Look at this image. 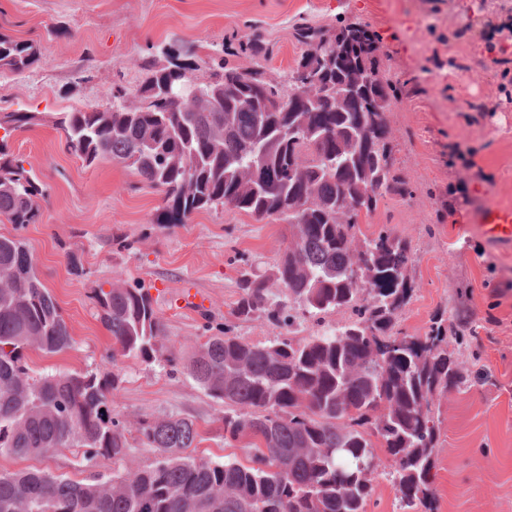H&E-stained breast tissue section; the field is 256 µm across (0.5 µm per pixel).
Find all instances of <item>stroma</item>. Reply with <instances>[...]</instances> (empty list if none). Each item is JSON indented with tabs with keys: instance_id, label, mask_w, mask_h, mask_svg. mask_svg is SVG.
Listing matches in <instances>:
<instances>
[{
	"instance_id": "obj_1",
	"label": "stroma",
	"mask_w": 512,
	"mask_h": 512,
	"mask_svg": "<svg viewBox=\"0 0 512 512\" xmlns=\"http://www.w3.org/2000/svg\"><path fill=\"white\" fill-rule=\"evenodd\" d=\"M512 11V0H0V34L37 44L41 61L20 73L0 72V113L41 112L45 119L14 133L12 151L32 166L45 197L40 223L23 231L40 279L55 297L74 343L56 355L32 350L33 375L114 372L112 413L127 428L125 460H99L103 478L147 466L155 449L138 439L142 417L180 415L195 421L192 455L245 460L224 444V404L184 370L209 337L231 328L249 342L317 332L310 320L278 327L261 316L232 317L242 272L272 274L291 237L288 225L222 208L182 224H158L159 192L112 161L85 165L65 150L51 118L105 107L115 87L137 104L143 62L166 65L165 45L196 48L197 80L222 62L263 68L281 81L300 46L297 23L333 29L367 26L394 94L388 114L397 167L409 195L382 199L360 230L405 238L413 247L415 292L399 326L424 335L436 313L448 321V346L468 382L437 400L440 437L435 488L438 512H512V242L487 238L484 215L512 208V105L496 109L512 83L479 50L486 21ZM261 36L269 53L241 52ZM76 256L83 275L69 270ZM149 288L161 319L154 362L113 357L114 341L94 295L113 283ZM204 307L179 304L182 294ZM44 469L82 481L83 451L46 458L0 456V472Z\"/></svg>"
}]
</instances>
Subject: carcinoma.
<instances>
[{
	"instance_id": "cac0c4a2",
	"label": "carcinoma",
	"mask_w": 512,
	"mask_h": 512,
	"mask_svg": "<svg viewBox=\"0 0 512 512\" xmlns=\"http://www.w3.org/2000/svg\"><path fill=\"white\" fill-rule=\"evenodd\" d=\"M301 51L282 83L254 68L245 80L224 63L206 82L194 80V51L178 64L149 61L137 89L140 106L60 112L53 124L66 148L88 166L117 161L162 195L157 224H181L218 207L293 228L275 265L276 295L264 276L243 272L239 320L263 314L275 324L340 309L349 325L305 339L250 343L211 336L186 365L210 396L224 402V444L243 448L247 463L220 464L186 454L198 432L176 415L142 418L141 443L158 452L143 468L74 482L25 469L0 473V512H367L376 449L392 459L390 476L404 512H433L439 426L435 399L467 382L448 351V329L436 318L422 336L399 328L414 292L409 243L381 231L361 235L362 216L387 194H409L388 130L390 84L380 74L370 31L347 23L329 31L295 28ZM340 49L365 73V111L259 112L260 97L291 96L303 68L319 77L318 93L336 103L348 68L327 65ZM40 59L38 47L0 34V70L21 72ZM217 99L198 111L203 100ZM40 121L33 112L0 113V217L17 234L0 235V455L17 459L83 449L85 467L122 461L129 442L112 416L117 376L72 371L34 377L29 349L56 354L73 337L42 283L19 231L41 221L43 189L9 137ZM100 318L124 356L152 362L161 324L149 289H97Z\"/></svg>"
}]
</instances>
